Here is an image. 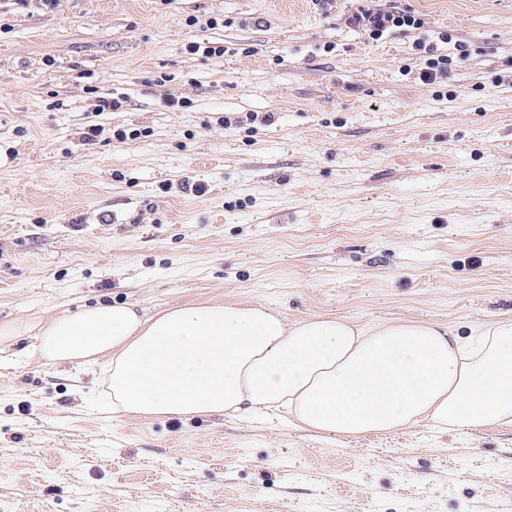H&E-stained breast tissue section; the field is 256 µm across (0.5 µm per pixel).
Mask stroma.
Returning a JSON list of instances; mask_svg holds the SVG:
<instances>
[{
  "label": "stroma",
  "mask_w": 512,
  "mask_h": 512,
  "mask_svg": "<svg viewBox=\"0 0 512 512\" xmlns=\"http://www.w3.org/2000/svg\"><path fill=\"white\" fill-rule=\"evenodd\" d=\"M400 5L422 30L373 42L348 0H0V322L244 300L467 341L512 315V0ZM249 112L275 119L219 122ZM33 342L0 344V512H512V427L116 420L104 366Z\"/></svg>",
  "instance_id": "stroma-1"
}]
</instances>
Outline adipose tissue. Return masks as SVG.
I'll return each instance as SVG.
<instances>
[{
	"mask_svg": "<svg viewBox=\"0 0 512 512\" xmlns=\"http://www.w3.org/2000/svg\"><path fill=\"white\" fill-rule=\"evenodd\" d=\"M30 332L31 354L46 365L108 361L116 419L274 411L282 426L346 438L512 425L510 318L465 344L426 320L366 329L342 317L291 322L245 302L152 315L117 303L5 322L0 341Z\"/></svg>",
	"mask_w": 512,
	"mask_h": 512,
	"instance_id": "obj_1",
	"label": "adipose tissue"
}]
</instances>
